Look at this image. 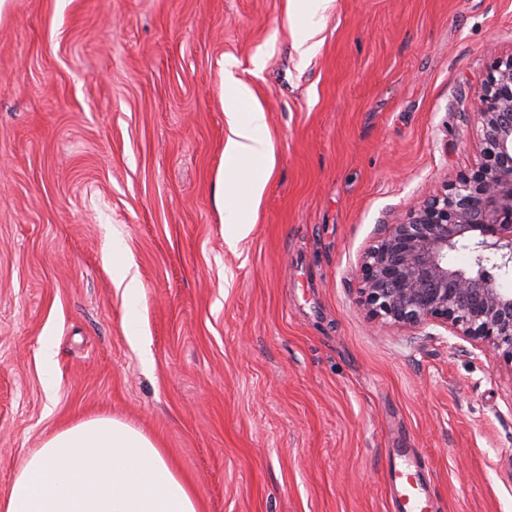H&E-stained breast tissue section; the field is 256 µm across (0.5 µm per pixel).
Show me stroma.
Wrapping results in <instances>:
<instances>
[{"label":"stroma","instance_id":"1","mask_svg":"<svg viewBox=\"0 0 512 512\" xmlns=\"http://www.w3.org/2000/svg\"><path fill=\"white\" fill-rule=\"evenodd\" d=\"M317 20L303 56L288 0H8L0 497L50 435L109 416L202 512H389L401 448L431 512H512V364L358 294L373 241L479 162L471 96L512 55V0H328ZM229 62L275 156L233 248Z\"/></svg>","mask_w":512,"mask_h":512}]
</instances>
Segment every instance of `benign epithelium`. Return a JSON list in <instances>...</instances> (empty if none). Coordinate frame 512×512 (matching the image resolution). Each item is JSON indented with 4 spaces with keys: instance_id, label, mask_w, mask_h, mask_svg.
I'll list each match as a JSON object with an SVG mask.
<instances>
[{
    "instance_id": "obj_1",
    "label": "benign epithelium",
    "mask_w": 512,
    "mask_h": 512,
    "mask_svg": "<svg viewBox=\"0 0 512 512\" xmlns=\"http://www.w3.org/2000/svg\"><path fill=\"white\" fill-rule=\"evenodd\" d=\"M480 123V163L412 207L360 266L361 304L373 319L440 325L512 363V290L487 266L512 270V55L495 61L471 97ZM471 249L469 269L448 253Z\"/></svg>"
}]
</instances>
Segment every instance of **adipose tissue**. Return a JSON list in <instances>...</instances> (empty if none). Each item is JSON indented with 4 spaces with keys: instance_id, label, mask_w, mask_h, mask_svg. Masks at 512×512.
<instances>
[{
    "instance_id": "ef3b65f1",
    "label": "adipose tissue",
    "mask_w": 512,
    "mask_h": 512,
    "mask_svg": "<svg viewBox=\"0 0 512 512\" xmlns=\"http://www.w3.org/2000/svg\"><path fill=\"white\" fill-rule=\"evenodd\" d=\"M226 118L225 240L247 236L271 177L274 152L266 114L253 89L221 76ZM0 512H200L192 486L143 431L115 418L83 420L59 430L24 459Z\"/></svg>"
}]
</instances>
